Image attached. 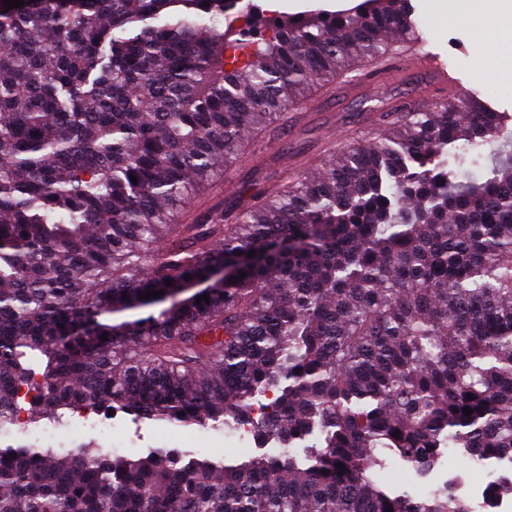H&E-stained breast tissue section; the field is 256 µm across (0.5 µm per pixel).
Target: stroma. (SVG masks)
<instances>
[{
	"instance_id": "35a3bbf8",
	"label": "stroma",
	"mask_w": 512,
	"mask_h": 512,
	"mask_svg": "<svg viewBox=\"0 0 512 512\" xmlns=\"http://www.w3.org/2000/svg\"><path fill=\"white\" fill-rule=\"evenodd\" d=\"M466 4L467 0H412L422 49L446 65L455 83L452 92L433 89L432 78L422 73L394 72L387 60L375 63V79L353 73L337 77L323 85L317 98L301 100L281 124L250 144L247 164L228 171L206 195V204H246L251 171L259 166L277 179L295 180L346 145L376 139L387 124V113L404 106L425 108L449 96L463 100L476 94L497 111L512 113V75L501 68L498 44L484 37L485 26L497 22L498 0H483V12L464 20L460 13ZM124 422L119 438L85 432L66 438L65 445L75 448L93 440L104 448L118 446L129 456L151 448L182 450L188 446L223 455L231 452L221 430L137 422L129 415Z\"/></svg>"
}]
</instances>
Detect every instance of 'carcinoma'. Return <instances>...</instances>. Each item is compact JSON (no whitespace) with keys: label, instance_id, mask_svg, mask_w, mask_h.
I'll return each instance as SVG.
<instances>
[{"label":"carcinoma","instance_id":"carcinoma-1","mask_svg":"<svg viewBox=\"0 0 512 512\" xmlns=\"http://www.w3.org/2000/svg\"><path fill=\"white\" fill-rule=\"evenodd\" d=\"M413 13L364 0L247 42L253 0H0V512H474L452 482L421 494L386 473L425 477L449 448L467 467L512 459L502 113L476 97L399 112L316 172L185 222L247 132L386 55ZM222 267L207 302L99 320ZM23 396L39 419L247 424L258 448L61 455L14 425Z\"/></svg>","mask_w":512,"mask_h":512}]
</instances>
